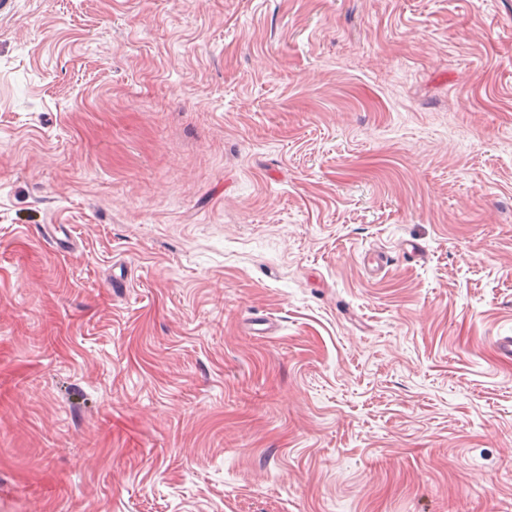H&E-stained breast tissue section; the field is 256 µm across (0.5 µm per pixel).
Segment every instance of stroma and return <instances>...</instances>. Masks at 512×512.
<instances>
[{"label":"stroma","instance_id":"1","mask_svg":"<svg viewBox=\"0 0 512 512\" xmlns=\"http://www.w3.org/2000/svg\"><path fill=\"white\" fill-rule=\"evenodd\" d=\"M501 336L512 0H0V512H512Z\"/></svg>","mask_w":512,"mask_h":512}]
</instances>
